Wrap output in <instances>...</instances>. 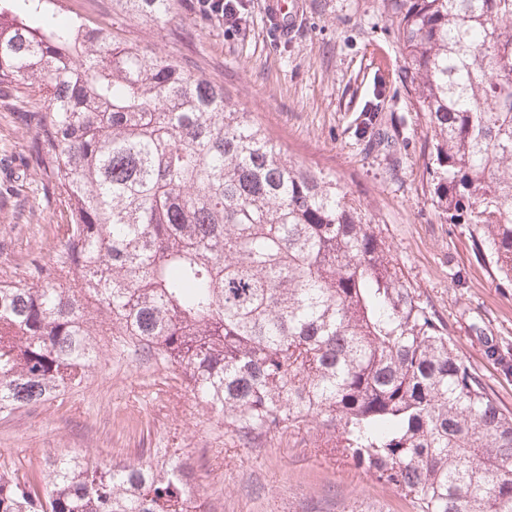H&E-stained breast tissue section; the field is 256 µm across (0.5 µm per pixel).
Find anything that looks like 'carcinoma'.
<instances>
[{"instance_id":"obj_1","label":"carcinoma","mask_w":512,"mask_h":512,"mask_svg":"<svg viewBox=\"0 0 512 512\" xmlns=\"http://www.w3.org/2000/svg\"><path fill=\"white\" fill-rule=\"evenodd\" d=\"M118 2L159 22L182 0ZM390 8L430 193L512 282V0ZM194 9L224 23L214 0ZM20 85L41 101L20 116L28 165L69 222L52 261L0 279L1 416L80 385L98 321L182 368L248 446L304 430L413 512H512V412L335 177L227 109L223 85L45 0H0V88ZM376 119L363 134L387 148ZM191 483L180 461L53 455L39 487L0 473V512H185Z\"/></svg>"}]
</instances>
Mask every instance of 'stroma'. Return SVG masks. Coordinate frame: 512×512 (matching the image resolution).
Wrapping results in <instances>:
<instances>
[{"label":"stroma","instance_id":"stroma-1","mask_svg":"<svg viewBox=\"0 0 512 512\" xmlns=\"http://www.w3.org/2000/svg\"><path fill=\"white\" fill-rule=\"evenodd\" d=\"M293 32L279 36L265 0H245L239 27H208L192 0L158 23L116 0H50L61 17L80 10L114 25L123 42L189 66L222 84L228 108L258 116L293 160L335 175L373 213L408 278L448 324L460 356L512 411V376L484 354L491 338L512 352V286L476 260L467 225L444 221L428 190L425 126L399 83L402 47L385 0H297ZM39 100L0 94V277L24 280L61 247L68 213L27 165L30 135L19 109ZM399 139L395 155L369 148L362 114ZM98 358L84 382L34 407L0 416V465L41 483L48 456L94 462L181 460L208 512H413L409 498L346 462L323 456L306 433L240 445L222 416L193 397L180 368L135 353L100 328Z\"/></svg>","mask_w":512,"mask_h":512}]
</instances>
